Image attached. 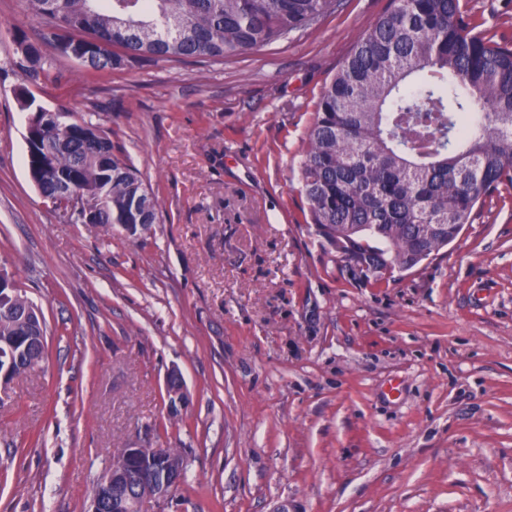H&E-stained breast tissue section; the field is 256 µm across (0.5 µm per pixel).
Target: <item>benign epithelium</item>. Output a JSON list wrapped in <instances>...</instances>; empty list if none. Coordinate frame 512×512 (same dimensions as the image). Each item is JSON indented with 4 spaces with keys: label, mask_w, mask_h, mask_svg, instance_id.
<instances>
[{
    "label": "benign epithelium",
    "mask_w": 512,
    "mask_h": 512,
    "mask_svg": "<svg viewBox=\"0 0 512 512\" xmlns=\"http://www.w3.org/2000/svg\"><path fill=\"white\" fill-rule=\"evenodd\" d=\"M178 379V371H171L167 376L166 387L168 396L182 406L187 401V394L184 388L177 387ZM146 455L163 458L157 448L121 449L112 458V466L102 472L98 485L93 488L88 512H98L100 502L108 498L112 499V507L119 512H145L150 505L160 508L181 484L182 469L165 461L150 467L137 466V462ZM133 479L139 484L138 494L124 493Z\"/></svg>",
    "instance_id": "7a95c632"
}]
</instances>
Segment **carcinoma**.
Returning <instances> with one entry per match:
<instances>
[{
	"mask_svg": "<svg viewBox=\"0 0 512 512\" xmlns=\"http://www.w3.org/2000/svg\"><path fill=\"white\" fill-rule=\"evenodd\" d=\"M46 20L26 80L50 79L62 39L89 53L87 70L131 59H224L258 51L328 13L334 0H25ZM34 117L27 170L70 224H155L158 200L112 153V139L65 106L44 115L26 85L14 89ZM312 223L366 279L413 268L448 246L476 207L512 186V49L472 33L459 0H392L316 104L301 164ZM34 304L0 297V369L22 375L46 345L5 341L47 325Z\"/></svg>",
	"mask_w": 512,
	"mask_h": 512,
	"instance_id": "1",
	"label": "carcinoma"
}]
</instances>
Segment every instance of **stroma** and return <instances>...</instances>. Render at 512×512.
Returning a JSON list of instances; mask_svg holds the SVG:
<instances>
[{
    "instance_id": "obj_1",
    "label": "stroma",
    "mask_w": 512,
    "mask_h": 512,
    "mask_svg": "<svg viewBox=\"0 0 512 512\" xmlns=\"http://www.w3.org/2000/svg\"><path fill=\"white\" fill-rule=\"evenodd\" d=\"M460 6L512 45V0ZM391 7L336 0L222 60L57 59L37 103L98 123L159 200L129 237L31 182L9 60L48 27L0 0V266L48 326L46 361L0 391V512H87L113 454L167 444L186 477L163 512H512V187L379 282L310 222L315 106Z\"/></svg>"
}]
</instances>
